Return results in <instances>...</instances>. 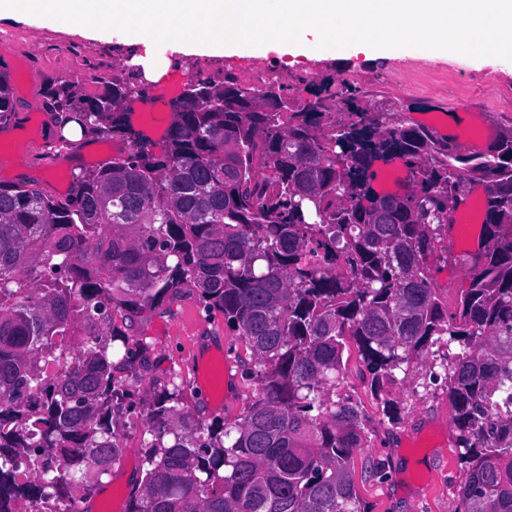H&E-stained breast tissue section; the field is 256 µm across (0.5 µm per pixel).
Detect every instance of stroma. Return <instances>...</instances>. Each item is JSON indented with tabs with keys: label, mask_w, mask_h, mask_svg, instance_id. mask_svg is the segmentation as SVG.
Returning a JSON list of instances; mask_svg holds the SVG:
<instances>
[{
	"label": "stroma",
	"mask_w": 512,
	"mask_h": 512,
	"mask_svg": "<svg viewBox=\"0 0 512 512\" xmlns=\"http://www.w3.org/2000/svg\"><path fill=\"white\" fill-rule=\"evenodd\" d=\"M128 37L115 33L97 40L33 19L0 21V52L24 65L22 83L14 85L17 117L28 120L27 129L0 168V184L29 182L44 193L59 197L53 169L66 166L69 175L97 169L98 157L116 147L118 156L132 153L134 141L109 139L93 134L66 142L57 115L46 99V87L57 80L78 85L92 96L101 79L129 77ZM171 71L181 83L200 78L223 80L230 75L243 79L253 69H287L292 97L308 99L323 81L359 90L365 105L390 107L394 119L406 127L418 126L439 106L463 102L472 109L463 113L464 126L483 123L493 136L512 130V64L474 61L455 56L429 59L417 54L404 57L353 54L343 59L314 55L269 54L255 58L243 54L198 52L191 54L192 68L181 66L182 53L167 51ZM427 265L441 300L455 306L461 290L469 285L464 262L456 255H430ZM132 339L149 346V362L133 386L134 406L116 413L115 429L125 450L110 476L103 478L90 501L100 512H128L130 489L141 477L144 450L141 414L151 400L154 383L178 375L187 384L184 404L202 423L240 418L256 390L245 378L253 362L249 347L235 336L223 315L206 316L196 290L168 293L151 309L135 314L129 331ZM227 348L233 380L224 385V406L213 409L196 385L197 360L218 348ZM446 350L427 355L409 370L407 378L387 385L382 398L371 394L360 372L362 362L355 344L343 353L345 369L338 394L358 404L364 445L354 454V479L366 512H461L459 490L466 468L455 444L454 410L441 378ZM397 402L400 413L385 416L381 399ZM385 469L372 474L373 462Z\"/></svg>",
	"instance_id": "stroma-1"
}]
</instances>
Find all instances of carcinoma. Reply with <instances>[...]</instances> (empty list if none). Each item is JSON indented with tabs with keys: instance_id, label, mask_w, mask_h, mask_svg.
<instances>
[{
	"instance_id": "carcinoma-1",
	"label": "carcinoma",
	"mask_w": 512,
	"mask_h": 512,
	"mask_svg": "<svg viewBox=\"0 0 512 512\" xmlns=\"http://www.w3.org/2000/svg\"><path fill=\"white\" fill-rule=\"evenodd\" d=\"M88 97L48 85L60 125L136 142L127 157L76 177L59 200L0 186V512L22 501L90 497L120 462L113 414L129 402L136 342L118 359L122 319L171 291L197 290L252 352L256 396L240 419L204 425L172 377L144 409L151 441L129 512H364L353 477L359 406L336 396L355 342L370 390L439 345L456 447L467 468L462 512H512V131L488 153L457 146L362 105L327 111L333 85L290 98L278 87L202 79L173 103L165 149L139 138L123 106L133 79L102 80ZM14 101L0 72V124ZM412 164L410 191L390 207L373 165ZM263 161L265 174L255 171ZM486 188L485 241L468 262L453 312L426 257L464 183Z\"/></svg>"
}]
</instances>
